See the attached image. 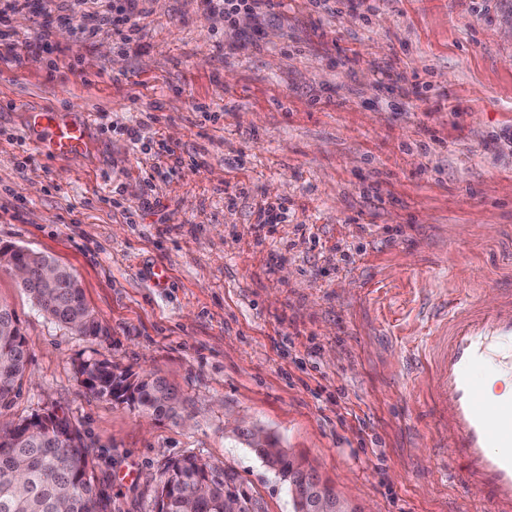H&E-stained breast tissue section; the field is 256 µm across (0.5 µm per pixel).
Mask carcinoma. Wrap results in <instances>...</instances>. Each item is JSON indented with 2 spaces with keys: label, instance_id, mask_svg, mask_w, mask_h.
Returning <instances> with one entry per match:
<instances>
[{
  "label": "carcinoma",
  "instance_id": "cac0c4a2",
  "mask_svg": "<svg viewBox=\"0 0 512 512\" xmlns=\"http://www.w3.org/2000/svg\"><path fill=\"white\" fill-rule=\"evenodd\" d=\"M49 256L18 249L12 262L30 267L21 288L47 317L70 329L79 322L82 333L96 336L101 327L85 302L73 272L54 285L40 279L38 263ZM30 360L26 339L14 322V330L0 331V408L16 397ZM81 374L90 393L98 397H124L144 413L173 420L182 418L177 392L161 378L145 375L129 381L115 374L107 362L87 363ZM50 433L27 432L26 420L0 425V512H107V500L98 488L94 460L79 427L66 416H54ZM274 463L299 493L314 478L303 461L280 447L268 435L265 446L255 449ZM224 469L194 455L167 462L155 488V512H224Z\"/></svg>",
  "mask_w": 512,
  "mask_h": 512
}]
</instances>
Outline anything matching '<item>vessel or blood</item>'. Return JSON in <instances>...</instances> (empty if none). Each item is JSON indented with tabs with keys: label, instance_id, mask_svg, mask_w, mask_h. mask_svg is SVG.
I'll return each mask as SVG.
<instances>
[{
	"label": "vessel or blood",
	"instance_id": "vessel-or-blood-1",
	"mask_svg": "<svg viewBox=\"0 0 512 512\" xmlns=\"http://www.w3.org/2000/svg\"><path fill=\"white\" fill-rule=\"evenodd\" d=\"M32 126L48 152L65 159L83 153L89 117L64 119L53 111L32 113ZM438 334L418 359V384L448 427L457 464L448 482L480 512H512V396L490 398L485 382L512 370V293L484 307L456 295L434 314Z\"/></svg>",
	"mask_w": 512,
	"mask_h": 512
}]
</instances>
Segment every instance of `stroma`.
Masks as SVG:
<instances>
[{
  "mask_svg": "<svg viewBox=\"0 0 512 512\" xmlns=\"http://www.w3.org/2000/svg\"><path fill=\"white\" fill-rule=\"evenodd\" d=\"M124 2L0 0V245L70 268L101 323L51 321L0 268L31 352L0 422L82 425L107 512H152L189 454L294 512L228 415L359 512H467L408 373L432 297L512 291V0H281L233 25L216 0H137L100 25ZM36 110L92 116L86 152L55 159ZM262 202L287 222L257 229ZM104 360L173 385L184 421L91 394Z\"/></svg>",
  "mask_w": 512,
  "mask_h": 512,
  "instance_id": "obj_1",
  "label": "stroma"
}]
</instances>
